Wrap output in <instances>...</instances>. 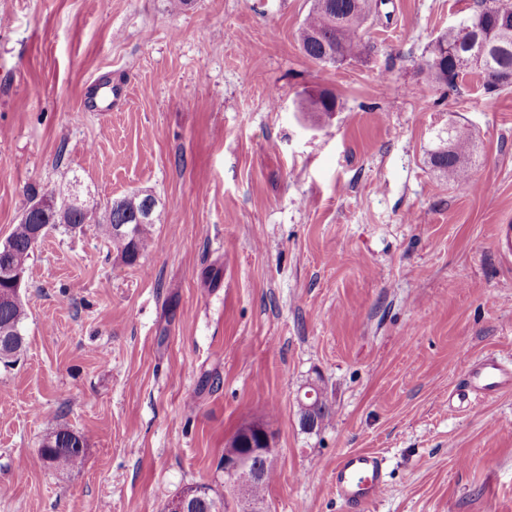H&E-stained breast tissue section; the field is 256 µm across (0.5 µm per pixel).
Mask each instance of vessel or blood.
Wrapping results in <instances>:
<instances>
[{"mask_svg": "<svg viewBox=\"0 0 512 512\" xmlns=\"http://www.w3.org/2000/svg\"><path fill=\"white\" fill-rule=\"evenodd\" d=\"M463 389L484 397L512 389V365L493 357L475 362L464 375ZM385 483L384 460L373 452L345 453L332 471V485L347 512H363L379 497Z\"/></svg>", "mask_w": 512, "mask_h": 512, "instance_id": "b4317fda", "label": "vessel or blood"}]
</instances>
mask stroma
Returning <instances> with one entry per match:
<instances>
[{
  "instance_id": "obj_1",
  "label": "stroma",
  "mask_w": 512,
  "mask_h": 512,
  "mask_svg": "<svg viewBox=\"0 0 512 512\" xmlns=\"http://www.w3.org/2000/svg\"><path fill=\"white\" fill-rule=\"evenodd\" d=\"M311 0H0V243L32 193L101 207L151 194L154 247L50 231L0 366V512H163L224 488V446L273 434L271 512H345L342 454L385 460L365 512H512V391L459 403L468 366L512 358V86L428 82L477 0H387L361 58L302 53ZM94 80L118 95L83 105ZM328 91L329 116L302 114ZM467 127L474 193L431 155ZM320 381L333 413L301 426ZM83 467L37 453L56 429ZM85 440L76 432L60 428L42 442L39 458L45 463L51 461L56 470L67 471L83 466L85 461Z\"/></svg>"
}]
</instances>
